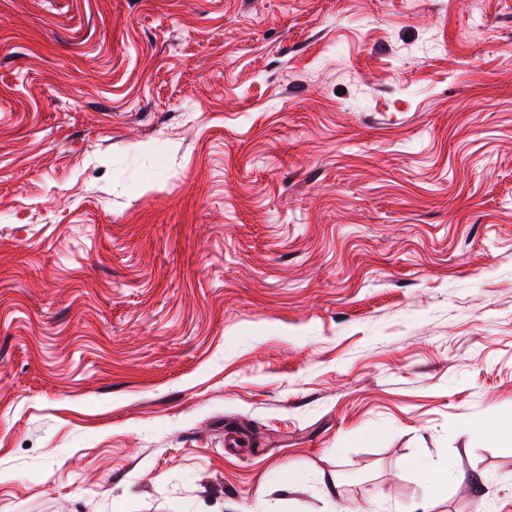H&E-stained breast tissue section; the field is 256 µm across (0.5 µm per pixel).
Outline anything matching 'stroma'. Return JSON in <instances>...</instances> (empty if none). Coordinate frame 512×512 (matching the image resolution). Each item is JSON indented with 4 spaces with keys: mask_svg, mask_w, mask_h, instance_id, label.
<instances>
[{
    "mask_svg": "<svg viewBox=\"0 0 512 512\" xmlns=\"http://www.w3.org/2000/svg\"><path fill=\"white\" fill-rule=\"evenodd\" d=\"M511 422L512 0H0V512H512ZM407 467L410 471L422 476L426 492L422 498L412 502L403 512H432L431 509L435 506L437 491L448 483V466L434 469L422 460L411 459ZM433 491L434 495L432 494Z\"/></svg>",
    "mask_w": 512,
    "mask_h": 512,
    "instance_id": "stroma-1",
    "label": "stroma"
}]
</instances>
